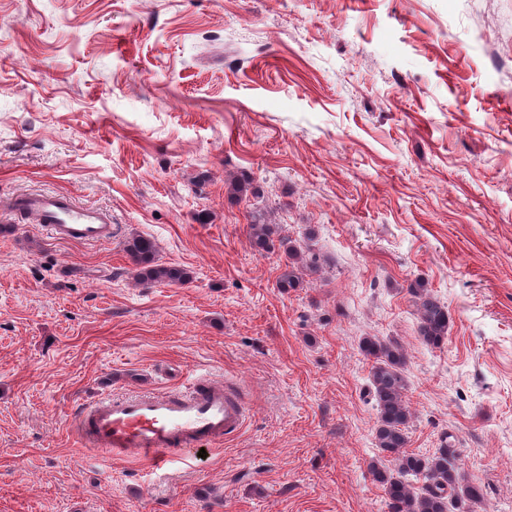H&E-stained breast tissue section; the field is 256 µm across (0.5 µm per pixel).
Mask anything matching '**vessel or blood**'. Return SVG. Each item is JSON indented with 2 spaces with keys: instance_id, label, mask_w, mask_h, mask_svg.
<instances>
[{
  "instance_id": "b4317fda",
  "label": "vessel or blood",
  "mask_w": 512,
  "mask_h": 512,
  "mask_svg": "<svg viewBox=\"0 0 512 512\" xmlns=\"http://www.w3.org/2000/svg\"><path fill=\"white\" fill-rule=\"evenodd\" d=\"M11 207L68 243L95 244L118 231L104 210L81 205L64 192L27 193ZM248 418L249 406L233 383L193 381L177 393L99 399L82 409L74 428L88 446L107 451L113 460L135 457L160 470L202 446L237 436Z\"/></svg>"
}]
</instances>
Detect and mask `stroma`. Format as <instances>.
<instances>
[{
	"instance_id": "obj_1",
	"label": "stroma",
	"mask_w": 512,
	"mask_h": 512,
	"mask_svg": "<svg viewBox=\"0 0 512 512\" xmlns=\"http://www.w3.org/2000/svg\"><path fill=\"white\" fill-rule=\"evenodd\" d=\"M243 174L262 198L229 199ZM33 191L121 232L56 240L8 209ZM257 210L316 256L303 288ZM133 234L191 282L134 285ZM365 336L407 356L408 452L450 444L473 512H512V0H0V512H389ZM196 377L250 406L204 456L72 430ZM249 224V241L251 246L259 253H270L276 249V229L273 224H268L262 214L253 216ZM408 293L416 307L419 335L431 346H440L448 338L450 315L448 307L429 289L421 278L408 284Z\"/></svg>"
}]
</instances>
